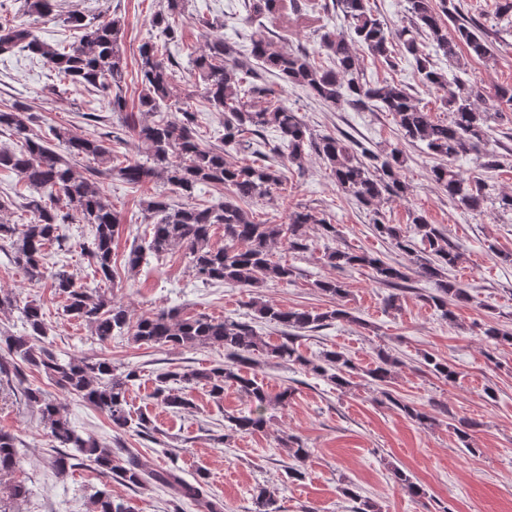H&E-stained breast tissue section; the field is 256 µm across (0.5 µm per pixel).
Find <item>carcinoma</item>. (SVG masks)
<instances>
[{"label": "carcinoma", "mask_w": 512, "mask_h": 512, "mask_svg": "<svg viewBox=\"0 0 512 512\" xmlns=\"http://www.w3.org/2000/svg\"><path fill=\"white\" fill-rule=\"evenodd\" d=\"M407 3V22L394 26L375 14L370 0L324 3L321 8L326 12L332 8L341 11L348 31L339 34L320 27V61L305 49H278L269 32L261 26L254 27L262 18L286 19L292 13L300 14L298 0H244L246 16L242 24L252 28V32L242 37L241 45L224 38V21L198 13L195 24L206 30L209 38L194 62L195 75L200 79L197 98L189 96L182 100L173 94L176 64L168 58L167 45L179 40L175 18L184 12L185 0H167V10L151 19L163 42L148 40L138 48L135 63L141 91L136 107L132 108L126 96L129 64L123 48L124 21L118 16L88 20L74 11L65 13L58 0H24L23 15L35 22L56 19L72 28L76 36L56 48L41 41L30 23L0 17V55L26 53L43 60L60 85L55 91L59 97L78 86L99 96L145 149L146 161L115 164L112 148L102 137L78 135L64 126L50 124L43 134L33 135V115L25 105L15 102L0 108V132H10L15 140V147L0 148V170L18 176L24 191H16L15 197L22 200L20 208L30 214L28 223L20 228L0 221V241L9 245L13 264L32 285L50 281L54 292L66 300L65 312L84 323L101 342L116 333H125L134 342L147 346L224 349L222 364L157 375L155 397L165 407L181 411L193 405L185 396L187 388L202 384L219 399L224 386L233 385L250 400L252 408L246 414L224 417L228 422L225 429L232 433L262 430L268 407L285 406L293 395L288 387L273 395L256 376L244 371L259 355L298 365L340 388L349 386L350 378L358 370L351 357L340 351H325L309 358L296 345L297 332L301 330L316 331L336 321H359L345 304L349 295L346 282L338 278L315 282L323 295L336 301L330 310L253 302L258 318L284 330L281 342L270 344L247 322L203 314L186 317L176 309H162L133 322L128 308L112 295L81 284L64 265L48 267L46 248L62 245L61 225L75 219L91 225L92 237L81 244V250L91 258L100 281L113 283L112 246L122 218L100 188L99 176L133 186L161 180L186 198L193 197L200 186H221L230 196L218 206H176L161 195L145 200L144 211L152 219L150 238L145 245L129 251L127 268L136 271L147 257L159 259L178 249L188 254L196 277L204 283L229 282L260 288L267 282L289 281L294 268L275 256V245L286 244L292 251H302L308 248L310 225H321L328 238L336 236V227L305 207L289 212L280 224H266L255 221L239 206L241 201L274 199L283 182V174L271 164L255 160L239 164L226 158L225 147L246 148V132L258 136L269 130L275 132L277 143L272 151L299 171L304 170L310 154H315L326 164L337 189L361 206L374 207L388 197L407 195L409 186L400 178L404 164L402 149L395 147L383 155L333 134L313 135L298 112L281 100L270 98L268 75L305 90L324 104L391 113L401 140L408 145L425 144L437 160L430 168V179L457 208L481 214L488 202L494 200L501 210L512 212V195L491 197L485 180L466 178L454 165L458 157L474 153L487 173L502 166L494 148L491 122L498 116L497 103L512 102V86L497 87L491 95L478 86L450 92L449 82L457 83L459 78L455 75L448 80L435 62L441 56L451 68L459 64L463 50L480 60L491 58L489 34L471 21L458 24L454 34L448 35L447 20L459 12L455 0ZM397 45L412 56L422 85L446 92L448 120L433 119L415 103L407 86L367 79L357 50L362 49L394 68L398 65ZM202 107L224 113V134L219 145L206 147L200 143L197 113ZM54 142L63 150L53 149ZM84 158L97 164L87 175L75 169V162ZM412 224L422 249L410 274L364 249H329L325 252L326 262L339 271L368 269L377 283L395 290L403 287L412 274L430 282L436 293L427 296L426 301L450 321L454 308L470 300L468 291L448 276L458 264L460 254L424 216H413ZM216 226L224 227L222 246L211 242V230ZM375 231L397 249L411 250L399 225L378 221ZM2 310L18 311L23 331L0 332V382L15 380L22 384L26 371L42 372L61 391L80 397L106 416L116 437L129 432L151 435L154 427L150 418L145 414L134 417L127 409L130 387L138 380L136 370L119 373L106 358L58 357L43 344L46 324L41 306L32 302L19 305L18 295L11 290H0ZM483 335L497 344L512 343V331L497 323L485 324ZM399 364L397 357L380 350L364 375L381 385L388 382ZM424 364L436 377L450 383L456 381L457 372L447 361L427 354ZM23 395L39 412L57 448L51 467L62 474L74 462L86 461L105 478L104 489L96 491L92 498V512H131L130 507L112 496L109 484L114 480L132 490L150 485L174 489L177 496L170 503L171 512H182L186 501L200 505L205 512H224V504L206 498L203 475L189 482L175 468L149 469L130 448H114L92 436L77 434L61 400L42 388L29 384L23 388ZM390 402L422 427L435 422L434 416L412 403L395 398ZM475 426L476 422L467 418L458 419L453 426L463 446H469ZM20 445L17 436L0 430V478L20 468ZM286 447L289 456L304 465L309 449L300 439L288 438ZM393 478L412 496L425 495L424 489L401 469H393ZM253 504V512H280L277 501L264 487L255 489Z\"/></svg>", "instance_id": "cac0c4a2"}]
</instances>
